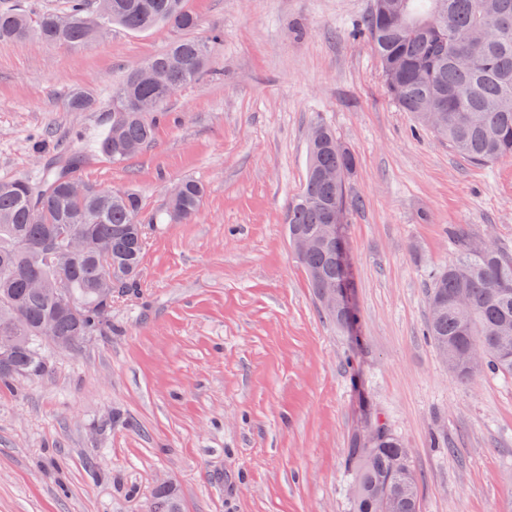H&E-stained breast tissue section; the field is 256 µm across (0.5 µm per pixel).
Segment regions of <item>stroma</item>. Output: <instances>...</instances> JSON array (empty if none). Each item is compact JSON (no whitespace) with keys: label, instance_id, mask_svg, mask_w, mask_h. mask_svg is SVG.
Here are the masks:
<instances>
[{"label":"stroma","instance_id":"35a3bbf8","mask_svg":"<svg viewBox=\"0 0 512 512\" xmlns=\"http://www.w3.org/2000/svg\"><path fill=\"white\" fill-rule=\"evenodd\" d=\"M185 5L211 66L123 163L92 144L112 89L182 31L0 48V179L78 149L85 180L136 190L149 216L182 179L205 186L191 223L152 225L111 332L0 390V512H150L163 484L181 512H354L348 450L378 426L407 449L422 512H512V376L459 380L425 334L452 229L512 254V158L471 162L389 98L361 31L371 0ZM78 91L94 109H68ZM318 123L356 159L350 327L288 240Z\"/></svg>","mask_w":512,"mask_h":512}]
</instances>
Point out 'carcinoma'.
Masks as SVG:
<instances>
[{"mask_svg": "<svg viewBox=\"0 0 512 512\" xmlns=\"http://www.w3.org/2000/svg\"><path fill=\"white\" fill-rule=\"evenodd\" d=\"M159 24L191 32L198 26L184 0H67L62 12L31 18L18 8H0V48L35 34L48 43L78 47L119 25L147 31ZM365 31L380 62L385 88L404 111L477 163L512 158V0H373ZM205 41L182 38L130 69L112 90V121L99 151L114 162L139 155L155 141L167 117V89H182L210 68ZM147 103L141 110L130 102ZM94 101L73 93L68 107L84 112ZM302 191L288 204L290 239L306 236L316 245L298 255L315 292L349 287L346 261L322 240L325 210L346 208V181L356 165L353 154L324 125L315 126ZM85 157L70 152L42 163L37 180L0 179V388L20 376L36 378L48 369L41 325L53 318L59 350L78 351L89 339L112 329V294L137 287L150 225L193 221L204 194L192 179L168 197L162 213L144 215L140 196L127 188L101 189L84 181ZM333 170L336 178L323 177ZM86 232L104 253L86 255L68 273L40 245ZM459 254L438 270L429 291L426 333L452 359L472 344L483 351L480 369L512 375V256L499 248L456 235ZM81 304L79 313L68 305ZM339 324L356 317L347 296L325 311ZM401 441L383 429L357 439L350 449L355 467L356 512H420L419 479L410 465L399 472ZM155 512H179L169 490L155 493Z\"/></svg>", "mask_w": 512, "mask_h": 512, "instance_id": "1", "label": "carcinoma"}]
</instances>
